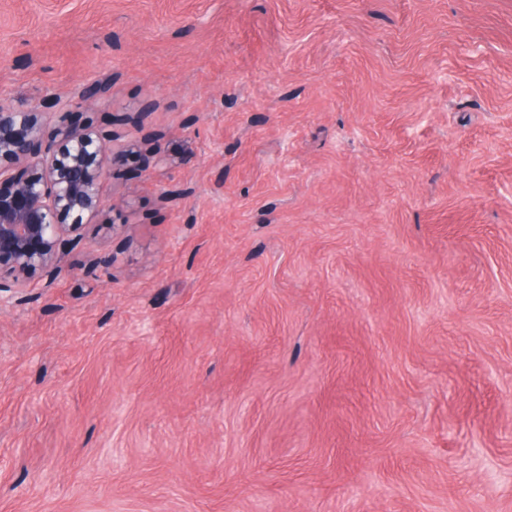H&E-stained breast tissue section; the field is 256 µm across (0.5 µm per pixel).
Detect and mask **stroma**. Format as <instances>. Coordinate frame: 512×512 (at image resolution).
Here are the masks:
<instances>
[{
	"label": "stroma",
	"instance_id": "35a3bbf8",
	"mask_svg": "<svg viewBox=\"0 0 512 512\" xmlns=\"http://www.w3.org/2000/svg\"><path fill=\"white\" fill-rule=\"evenodd\" d=\"M0 101L139 148L0 308V512H512V0H0Z\"/></svg>",
	"mask_w": 512,
	"mask_h": 512
}]
</instances>
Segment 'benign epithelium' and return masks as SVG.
<instances>
[{
    "label": "benign epithelium",
    "mask_w": 512,
    "mask_h": 512,
    "mask_svg": "<svg viewBox=\"0 0 512 512\" xmlns=\"http://www.w3.org/2000/svg\"><path fill=\"white\" fill-rule=\"evenodd\" d=\"M109 91L101 80L81 102H102ZM125 152L114 133L64 118L48 125L34 108L0 102V305L36 274L68 267L66 246L78 245L102 210V186Z\"/></svg>",
    "instance_id": "obj_1"
}]
</instances>
